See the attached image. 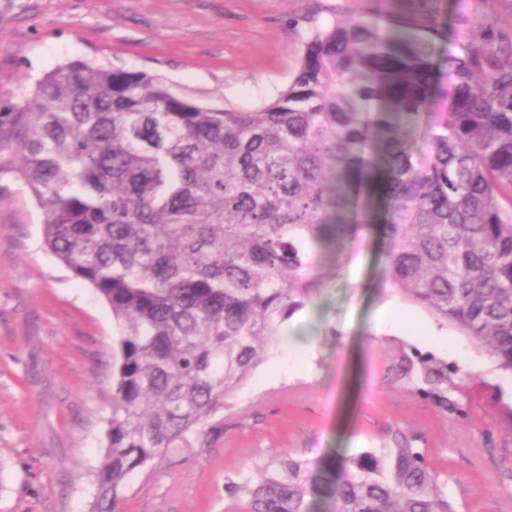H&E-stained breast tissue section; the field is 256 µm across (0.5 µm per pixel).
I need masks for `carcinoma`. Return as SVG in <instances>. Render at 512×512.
<instances>
[{
	"instance_id": "carcinoma-1",
	"label": "carcinoma",
	"mask_w": 512,
	"mask_h": 512,
	"mask_svg": "<svg viewBox=\"0 0 512 512\" xmlns=\"http://www.w3.org/2000/svg\"><path fill=\"white\" fill-rule=\"evenodd\" d=\"M317 27L288 85L242 111L162 75L72 59L0 112L45 249L118 335L88 512L224 429L227 398L321 282L320 254L389 236L386 277L512 373V21L417 8ZM377 102L374 112L362 111ZM421 380L448 403V367ZM317 468L290 452L224 493L241 512H458L405 432ZM427 7L433 11L441 20L448 23V42L442 44V48L448 50L452 48V29H456L461 20V13L457 11L452 0H428Z\"/></svg>"
}]
</instances>
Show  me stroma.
Wrapping results in <instances>:
<instances>
[{"label": "stroma", "instance_id": "35a3bbf8", "mask_svg": "<svg viewBox=\"0 0 512 512\" xmlns=\"http://www.w3.org/2000/svg\"><path fill=\"white\" fill-rule=\"evenodd\" d=\"M416 0H0V112L75 58L145 69L250 110L288 82L313 26L378 23ZM44 211L0 145V512H87L105 454L110 308L42 245ZM378 242L330 251L285 339L227 400L224 430L131 478L123 512H230L224 484L284 450L317 463L388 448L400 428L459 512H512V375L386 280ZM390 307L394 322L379 327ZM447 364V408L402 380Z\"/></svg>", "mask_w": 512, "mask_h": 512}]
</instances>
